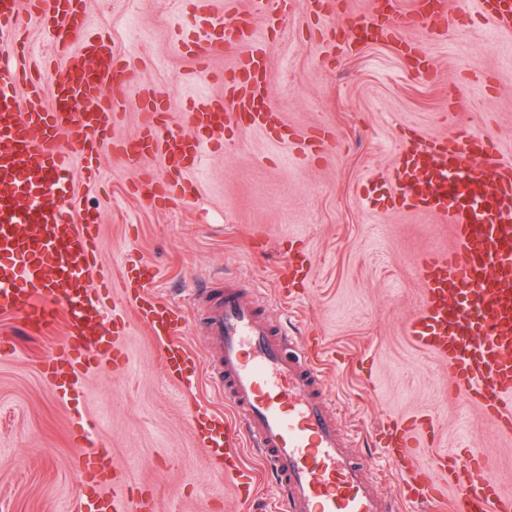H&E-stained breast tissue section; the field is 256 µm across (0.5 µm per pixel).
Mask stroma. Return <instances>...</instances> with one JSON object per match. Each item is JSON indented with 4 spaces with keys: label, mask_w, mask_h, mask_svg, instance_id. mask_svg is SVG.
Returning a JSON list of instances; mask_svg holds the SVG:
<instances>
[{
    "label": "stroma",
    "mask_w": 512,
    "mask_h": 512,
    "mask_svg": "<svg viewBox=\"0 0 512 512\" xmlns=\"http://www.w3.org/2000/svg\"><path fill=\"white\" fill-rule=\"evenodd\" d=\"M369 2L269 0L267 15L254 17L265 33L275 107L299 132L339 135L321 157L304 158L273 130L228 131L205 146L176 200L151 203L135 186L148 174L165 177L162 158L130 168L107 145L96 174L73 169V213L97 219L106 278L151 263L158 271L151 291L182 305L198 280L218 273L264 290L275 323L308 332L334 355L327 385L337 425L357 437L370 475L390 467L375 429L392 417L425 416L433 434L417 441L421 465L473 438L509 493L512 438L494 433L476 406L458 398L447 365L406 334L423 294L420 258L448 249L452 235L435 216L396 206L393 176L406 137L451 134L444 114L454 104L464 106L463 122L478 124L495 157L512 163V34L494 30L479 0H448L457 26L434 36L423 27L404 33L434 58L428 78L397 46L348 45L347 29ZM191 9L190 0H87L91 33L109 37L132 74L111 136L136 133L148 89L161 91L169 125L183 129L194 100L223 97L224 57L209 62L212 80L195 81L194 62L178 51ZM283 11L284 33L266 30L267 16ZM301 248L311 255L308 277L280 299L278 267ZM63 340V327L36 336L17 317L0 315V512H74L87 419L125 480L151 491L154 512H245L188 425L190 416L202 421L216 408L204 382L168 379L161 343L133 322L124 369L88 374L68 400L42 375Z\"/></svg>",
    "instance_id": "1"
}]
</instances>
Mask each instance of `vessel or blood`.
I'll return each instance as SVG.
<instances>
[{
  "label": "vessel or blood",
  "instance_id": "vessel-or-blood-1",
  "mask_svg": "<svg viewBox=\"0 0 512 512\" xmlns=\"http://www.w3.org/2000/svg\"><path fill=\"white\" fill-rule=\"evenodd\" d=\"M196 10L181 40L198 64L216 53L229 61L224 86L234 105L204 97L193 104L192 135L159 122L157 99H149L140 135L116 144L125 163L149 154L163 156L169 180H142L137 193L147 200L175 191L176 177L197 168L203 147L230 128L279 132L313 156L336 140L334 132L296 138L267 99V57L263 39L249 19L229 13L225 0H195ZM54 20L61 32L52 45V65L32 74L28 42L21 62L0 71V313H12L25 330L45 335L65 324L66 336L45 369L55 389L74 393L82 370L123 364L125 323L108 319L91 282L97 273L99 226L72 219L68 182L74 166L97 168L110 112L128 80V67L111 40L89 34L81 0H0V31L19 35L22 10ZM480 12L499 31H512V0H480ZM406 21L396 6L355 24L371 40L399 37ZM396 170L401 206L449 224L453 244L420 260L425 286L421 307L406 333L420 348L446 362L455 391L478 406L498 433L512 435V164L498 162L480 135L460 131L443 138L413 136L401 147ZM157 277L142 264L123 276L129 309L162 343L167 376L204 374L213 396L228 405L194 433L210 448L220 473L250 502L258 472L242 462L253 448L290 512H399L419 501L435 512H512L506 495L479 448L436 455L432 468L416 466L410 451L421 422H387L380 442L402 495L391 502L378 493L357 440L336 423V400L327 387L322 350L288 335L267 317V302L240 279L208 278L189 298L210 356L179 338V304L149 291ZM441 470L454 491L445 501L432 479ZM146 493L129 492L113 477L111 493L77 496L75 512H153Z\"/></svg>",
  "mask_w": 512,
  "mask_h": 512
}]
</instances>
